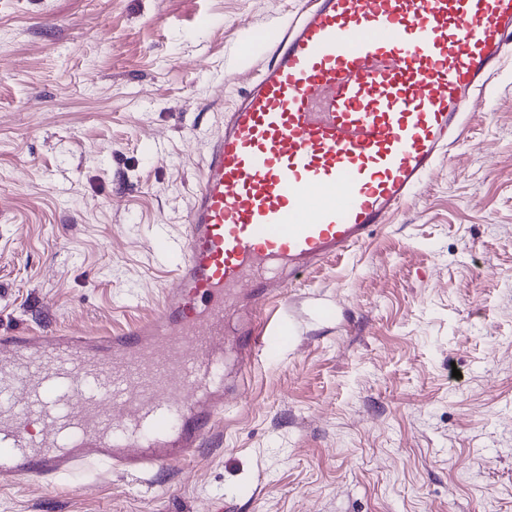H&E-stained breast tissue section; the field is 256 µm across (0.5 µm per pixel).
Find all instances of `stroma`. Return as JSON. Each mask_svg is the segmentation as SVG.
<instances>
[{"label":"stroma","instance_id":"1","mask_svg":"<svg viewBox=\"0 0 512 512\" xmlns=\"http://www.w3.org/2000/svg\"><path fill=\"white\" fill-rule=\"evenodd\" d=\"M298 0H0V334L149 315L210 138ZM212 446L0 512H512V59L391 224L264 306ZM92 491H76L79 483ZM286 341L287 336L281 330L263 331L259 324L249 327L236 339L242 366L251 367L260 355H273L284 347Z\"/></svg>","mask_w":512,"mask_h":512}]
</instances>
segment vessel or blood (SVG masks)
Listing matches in <instances>:
<instances>
[{
	"label": "vessel or blood",
	"instance_id": "1",
	"mask_svg": "<svg viewBox=\"0 0 512 512\" xmlns=\"http://www.w3.org/2000/svg\"><path fill=\"white\" fill-rule=\"evenodd\" d=\"M211 138L148 318L100 335L0 336V481L53 483L91 462L163 471L224 412V321L241 294L343 256L388 224L464 132L512 56V0H302ZM279 330L236 340L243 367Z\"/></svg>",
	"mask_w": 512,
	"mask_h": 512
}]
</instances>
